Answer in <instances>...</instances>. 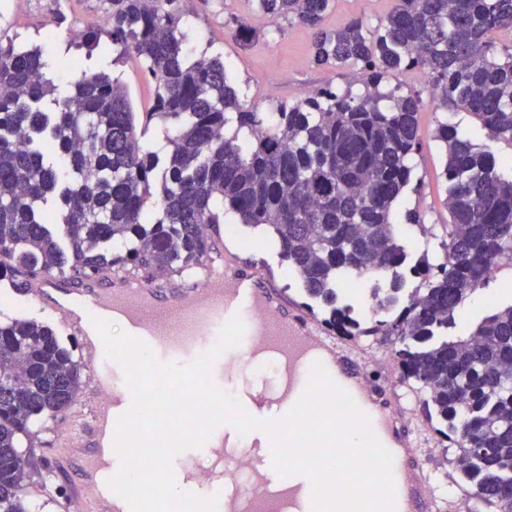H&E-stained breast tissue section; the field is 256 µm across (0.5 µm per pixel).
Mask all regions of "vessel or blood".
Here are the masks:
<instances>
[{
    "label": "vessel or blood",
    "mask_w": 512,
    "mask_h": 512,
    "mask_svg": "<svg viewBox=\"0 0 512 512\" xmlns=\"http://www.w3.org/2000/svg\"><path fill=\"white\" fill-rule=\"evenodd\" d=\"M206 261L213 271L199 286L171 283L162 288L149 280L107 279L87 281L73 290L67 278L48 273L37 283L34 298L54 299L64 320L81 335L86 332L81 314L122 319L128 333L148 344L158 360L182 366L216 342L223 324L240 318L245 325L242 342L213 362L212 375L234 380L268 361L278 364L273 380L256 379L239 388L237 399L243 409L259 417L281 418L301 397L313 363H323L331 379L366 407L376 437L393 455L396 512H437L415 442L394 401H379L369 368L356 351L321 335L302 315H283L274 294L260 289L257 278L241 277L235 266L224 265L219 250H210ZM85 350L91 364L111 368L112 386L96 398L90 423L75 434V447L66 450L67 464L75 472L74 496L81 512H129L107 485L114 474V449L92 462L100 472L99 481H87L78 473L86 449L96 445L103 412L124 413L132 402L120 365L106 355L102 343L86 342ZM206 446L205 459L185 454L180 465L188 485L219 488L218 512H311L308 480L276 474L267 436L246 441L222 426Z\"/></svg>",
    "instance_id": "vessel-or-blood-1"
}]
</instances>
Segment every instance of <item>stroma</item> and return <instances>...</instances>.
<instances>
[{"instance_id":"1","label":"stroma","mask_w":512,"mask_h":512,"mask_svg":"<svg viewBox=\"0 0 512 512\" xmlns=\"http://www.w3.org/2000/svg\"><path fill=\"white\" fill-rule=\"evenodd\" d=\"M393 0H334L323 26L333 31L353 18L375 26L389 13ZM182 27L187 34L185 49L189 57L202 54L221 55L238 93L259 111H271L275 104L292 103L306 92L332 87L361 93L363 73L359 67L344 69L318 66L312 61L311 39L303 29L288 21L257 10L254 0H183ZM112 0H0V34L17 38L28 45H38L52 59V80L57 95H64L71 83L84 72L117 75L127 86L136 111H147L152 103L155 83L135 58L116 59L111 50L87 51L75 47L74 33L84 18L107 16ZM247 20L259 37L249 48H241L235 37L234 19ZM444 109L426 104L421 116L422 147L414 158L415 176L420 184L416 193H406L397 207L396 221L406 227L415 254L436 253L448 221L444 205L443 157L433 138ZM418 211L425 219L424 228L408 225L406 215ZM216 230L222 235L224 254L233 256L237 266L258 271L272 288L282 294L288 306L301 307L299 284L282 265L276 249L260 232L244 227L237 215L225 212L223 224ZM23 316L51 324L60 339L71 346L80 345V337L67 329L61 316L33 304L26 295L16 294L8 283L0 282V321ZM97 371L84 368L82 392L63 422H50L39 430L28 450L32 466L27 492L41 512H65L71 502V477L53 467L60 444L68 428L93 402L97 392ZM407 426L419 444L435 490L446 493L448 512H470L475 503L448 482L452 464L441 437L427 424L416 402L406 405Z\"/></svg>"}]
</instances>
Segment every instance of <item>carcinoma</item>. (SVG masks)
I'll return each mask as SVG.
<instances>
[{
	"mask_svg": "<svg viewBox=\"0 0 512 512\" xmlns=\"http://www.w3.org/2000/svg\"><path fill=\"white\" fill-rule=\"evenodd\" d=\"M181 0H112L104 33L155 81L149 112L124 84L84 73L54 93L39 46L0 37V281L192 273L224 211L273 236L278 256L320 304L331 336L388 344L401 383L454 453L452 479L493 512H512V297L461 335L462 308L512 269V158L442 119L448 223L435 263L410 261L397 205L422 146L420 92L381 87L414 68L437 106L463 111L512 147V0H394L385 20L323 28L332 0H255L305 29L312 59L359 65L364 93L331 87L267 115L243 103L219 56L185 53ZM162 146L143 141L150 125ZM364 293L346 287L357 277ZM84 366L53 326L0 321V512H31L24 440L61 422Z\"/></svg>",
	"mask_w": 512,
	"mask_h": 512,
	"instance_id": "1",
	"label": "carcinoma"
}]
</instances>
